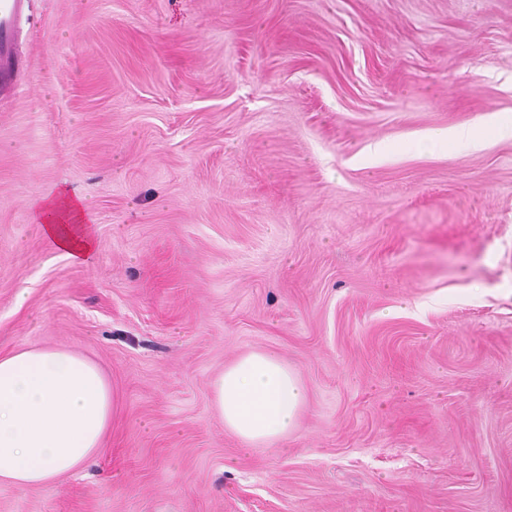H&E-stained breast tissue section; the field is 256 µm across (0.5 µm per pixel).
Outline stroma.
<instances>
[{
  "label": "stroma",
  "mask_w": 512,
  "mask_h": 512,
  "mask_svg": "<svg viewBox=\"0 0 512 512\" xmlns=\"http://www.w3.org/2000/svg\"><path fill=\"white\" fill-rule=\"evenodd\" d=\"M19 46L0 353L87 356L113 410L0 512H512V0H33ZM253 350L308 400L245 450L211 383ZM38 218L43 234L70 259L84 262L93 254V230L80 203L61 193L40 204Z\"/></svg>",
  "instance_id": "obj_1"
}]
</instances>
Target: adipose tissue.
<instances>
[{
	"label": "adipose tissue",
	"instance_id": "1",
	"mask_svg": "<svg viewBox=\"0 0 512 512\" xmlns=\"http://www.w3.org/2000/svg\"><path fill=\"white\" fill-rule=\"evenodd\" d=\"M43 234L70 259L93 254L80 203L66 195L38 209ZM212 408L242 445H270L294 431L307 400L298 373L276 356L251 351L213 379ZM112 422V388L93 360L53 347L0 354V485L61 483L100 449Z\"/></svg>",
	"mask_w": 512,
	"mask_h": 512
}]
</instances>
